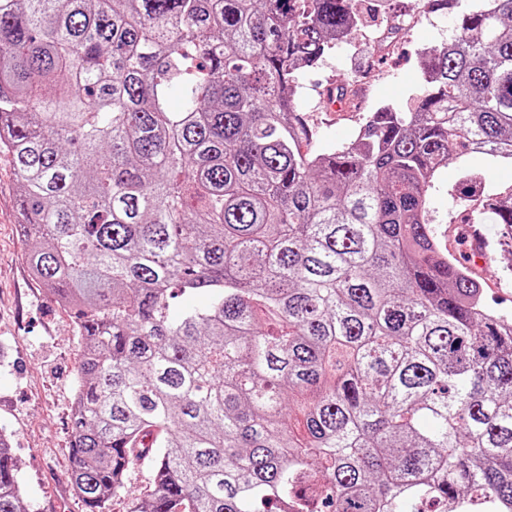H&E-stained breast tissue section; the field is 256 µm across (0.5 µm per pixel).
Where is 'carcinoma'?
<instances>
[{
  "label": "carcinoma",
  "mask_w": 512,
  "mask_h": 512,
  "mask_svg": "<svg viewBox=\"0 0 512 512\" xmlns=\"http://www.w3.org/2000/svg\"><path fill=\"white\" fill-rule=\"evenodd\" d=\"M357 0H0V152L34 280L81 336L70 481L106 512H512V320L428 219L512 159V0L418 54L410 112L309 148L297 73ZM512 241V193L467 204ZM184 298L177 317L170 301ZM0 435V512H22ZM483 174L485 180L463 181V172ZM482 183V184H480ZM485 184V186H484ZM512 188V160L489 161L482 156H470L453 161L442 168L429 190V219L441 247L452 255L458 254L460 224H450L466 199L481 198L487 190L508 193ZM151 470L147 464L135 466L128 472L124 487L107 503L106 512H130L146 492Z\"/></svg>",
  "instance_id": "1"
}]
</instances>
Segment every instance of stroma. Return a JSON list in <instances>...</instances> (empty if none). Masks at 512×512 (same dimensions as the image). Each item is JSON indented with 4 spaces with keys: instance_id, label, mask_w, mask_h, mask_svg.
Returning a JSON list of instances; mask_svg holds the SVG:
<instances>
[{
    "instance_id": "1",
    "label": "stroma",
    "mask_w": 512,
    "mask_h": 512,
    "mask_svg": "<svg viewBox=\"0 0 512 512\" xmlns=\"http://www.w3.org/2000/svg\"><path fill=\"white\" fill-rule=\"evenodd\" d=\"M368 16L347 44L323 58L318 67L299 72L294 103L320 147L354 139L370 112L389 104L411 111L425 90L417 54L454 39L455 14L431 12L423 0L390 12L375 11L363 0ZM347 81L353 98L342 111H327L320 96L330 83ZM483 174L465 181L464 172ZM495 190H512V160L465 157L442 168L429 191V219L438 241L458 251L453 223L464 200ZM17 177L8 155L0 154V430L8 434L17 462L24 512H85L68 474L72 440L71 400L80 360V337L73 315L58 306L33 280L21 235ZM491 259L479 270L485 300L512 320V241L498 238L486 225Z\"/></svg>"
}]
</instances>
